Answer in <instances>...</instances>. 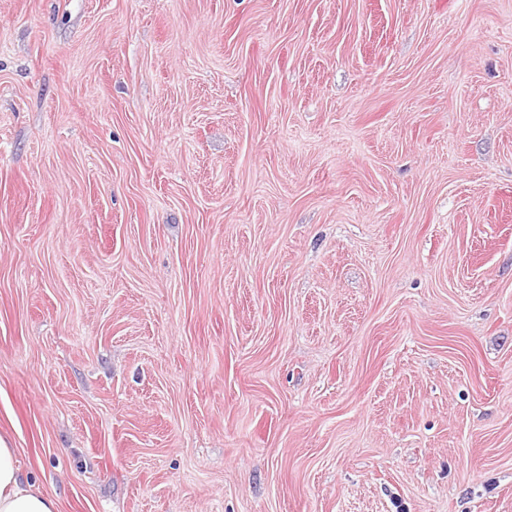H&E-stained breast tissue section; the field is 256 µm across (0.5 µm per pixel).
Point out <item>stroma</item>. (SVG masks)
Wrapping results in <instances>:
<instances>
[{
  "label": "stroma",
  "instance_id": "1",
  "mask_svg": "<svg viewBox=\"0 0 512 512\" xmlns=\"http://www.w3.org/2000/svg\"><path fill=\"white\" fill-rule=\"evenodd\" d=\"M0 433L59 512H512V0H0Z\"/></svg>",
  "mask_w": 512,
  "mask_h": 512
}]
</instances>
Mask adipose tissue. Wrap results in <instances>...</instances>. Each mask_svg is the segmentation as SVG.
<instances>
[{"mask_svg":"<svg viewBox=\"0 0 512 512\" xmlns=\"http://www.w3.org/2000/svg\"><path fill=\"white\" fill-rule=\"evenodd\" d=\"M0 512H58L56 500L42 493L22 473L15 448L1 435Z\"/></svg>","mask_w":512,"mask_h":512,"instance_id":"adipose-tissue-1","label":"adipose tissue"}]
</instances>
